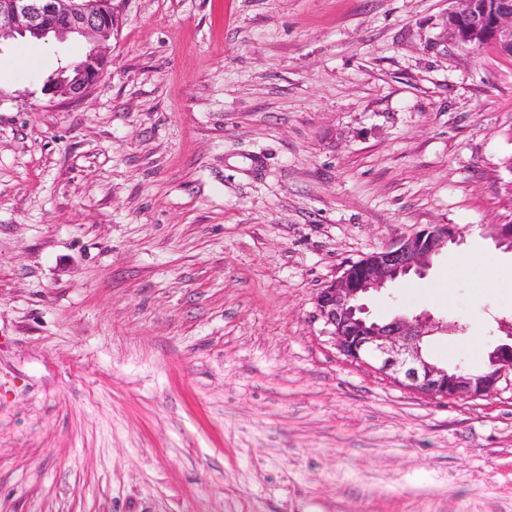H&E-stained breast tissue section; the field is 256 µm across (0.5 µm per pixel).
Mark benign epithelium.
I'll return each mask as SVG.
<instances>
[{
    "label": "benign epithelium",
    "mask_w": 512,
    "mask_h": 512,
    "mask_svg": "<svg viewBox=\"0 0 512 512\" xmlns=\"http://www.w3.org/2000/svg\"><path fill=\"white\" fill-rule=\"evenodd\" d=\"M446 30L460 46L492 47L512 57V0H450ZM118 28L112 0H0V40L16 36L41 39L54 32L61 39H84L89 52L81 63L62 67L63 80L51 78L44 91L83 98L104 73L105 44ZM490 236L499 246L512 249V223L493 224ZM463 231L451 224H427L400 237L391 246L346 264L342 274L320 289L315 310L332 336L336 349L348 360L419 394L444 401L477 399L512 384V346L502 347L493 368L474 374L432 362L423 352L424 338L441 325L430 315H397L378 323L367 318L362 300L372 291L410 274L423 277L434 257L457 244Z\"/></svg>",
    "instance_id": "benign-epithelium-1"
}]
</instances>
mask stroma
<instances>
[{
  "mask_svg": "<svg viewBox=\"0 0 512 512\" xmlns=\"http://www.w3.org/2000/svg\"><path fill=\"white\" fill-rule=\"evenodd\" d=\"M113 6L78 101L43 85L80 40L0 42V512H512V386L421 396L313 304L456 225L365 304L457 322L426 354L484 365L512 325L487 230L512 220V58L448 40V0ZM463 253L485 262L441 288Z\"/></svg>",
  "mask_w": 512,
  "mask_h": 512,
  "instance_id": "1",
  "label": "stroma"
}]
</instances>
